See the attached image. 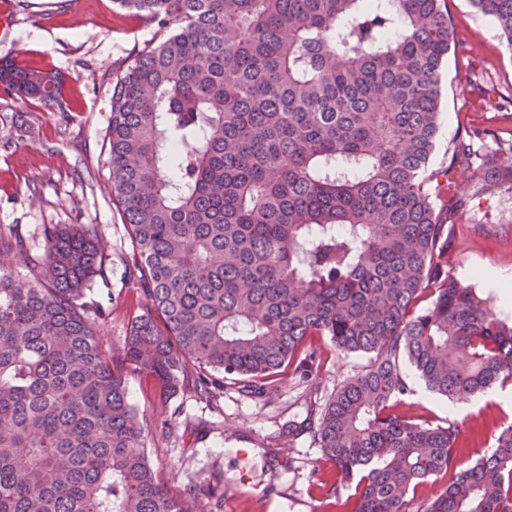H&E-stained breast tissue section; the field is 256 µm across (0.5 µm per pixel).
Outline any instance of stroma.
I'll list each match as a JSON object with an SVG mask.
<instances>
[{
  "instance_id": "1",
  "label": "stroma",
  "mask_w": 512,
  "mask_h": 512,
  "mask_svg": "<svg viewBox=\"0 0 512 512\" xmlns=\"http://www.w3.org/2000/svg\"><path fill=\"white\" fill-rule=\"evenodd\" d=\"M455 48L442 81V122L433 167L448 165L464 130L488 132L502 156H512V48L495 22L470 0H447ZM0 37V57L64 75L69 106L0 98V138L16 140L0 149V225H16L31 248L43 245L53 224H90L107 243L102 271L86 290L87 303L108 304L99 323L105 348L120 345L140 305L139 283L126 266L129 241L112 204L107 152L112 73L130 64L148 43L162 38L156 23L117 8L112 0H33L29 10L13 8ZM438 199L462 196L455 214L453 273L475 267L512 272V185L480 192L477 183L451 181L437 187ZM368 363L362 354L325 353L311 383L288 374L268 397L224 388L214 402L194 391L186 370L176 393H162L149 374L134 373L129 391L150 422H169L147 442L148 460L173 492L210 473L224 475L221 512H340L326 495L334 464L323 458L309 415H320L337 387ZM404 373L417 411L431 420L459 423L460 467L490 451L501 424L512 423V403L457 404L428 391L412 367Z\"/></svg>"
}]
</instances>
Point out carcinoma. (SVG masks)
<instances>
[{
	"label": "carcinoma",
	"mask_w": 512,
	"mask_h": 512,
	"mask_svg": "<svg viewBox=\"0 0 512 512\" xmlns=\"http://www.w3.org/2000/svg\"><path fill=\"white\" fill-rule=\"evenodd\" d=\"M512 48V0H470ZM163 38L113 78L105 140L112 201L144 304L119 348L83 291L105 243L54 224L34 252L0 227V512H219L218 476L171 492L152 468V425L131 372L174 393L195 369L209 400L289 372L310 380L331 350L365 369L326 403L315 436L348 512H512V423L438 495L460 428L403 410V365L456 402L512 382V321L452 273L460 176L512 185V157L476 132L431 158L454 42L445 0H114ZM0 96L67 105L57 74L0 60ZM427 305L420 306L421 302ZM211 507L203 508V501Z\"/></svg>",
	"instance_id": "carcinoma-1"
}]
</instances>
